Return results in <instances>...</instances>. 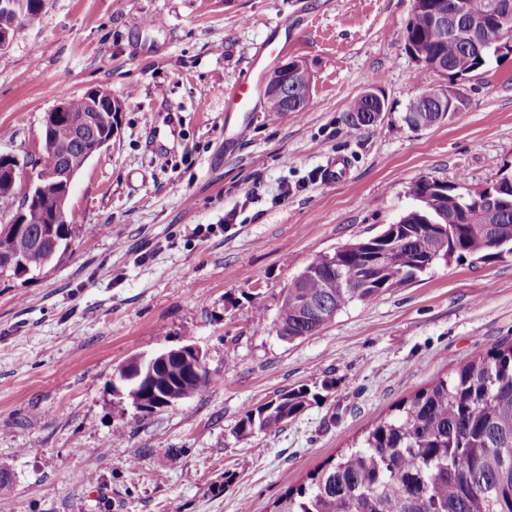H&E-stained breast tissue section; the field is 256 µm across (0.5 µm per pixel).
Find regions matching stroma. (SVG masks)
<instances>
[{
    "instance_id": "1",
    "label": "stroma",
    "mask_w": 512,
    "mask_h": 512,
    "mask_svg": "<svg viewBox=\"0 0 512 512\" xmlns=\"http://www.w3.org/2000/svg\"><path fill=\"white\" fill-rule=\"evenodd\" d=\"M413 0H44L0 52V154L35 167L60 94L122 103L76 177L71 246L0 282V495L11 512H270L289 487L460 362L512 342V258L454 261L340 310L292 341L273 322L318 255L395 223L414 181L476 189L512 171V49L458 84L465 111L426 129L408 104L443 83L406 50ZM267 58L253 68L256 45ZM313 72L299 116L224 92L290 60ZM386 110L352 130L365 90ZM345 160L346 175L324 172ZM232 222H225V215ZM196 347L207 388L144 414L112 389L129 359ZM307 386L283 429L242 440L246 409ZM255 83L250 75L241 79L227 94L224 101L226 111H247L250 108L255 90Z\"/></svg>"
}]
</instances>
